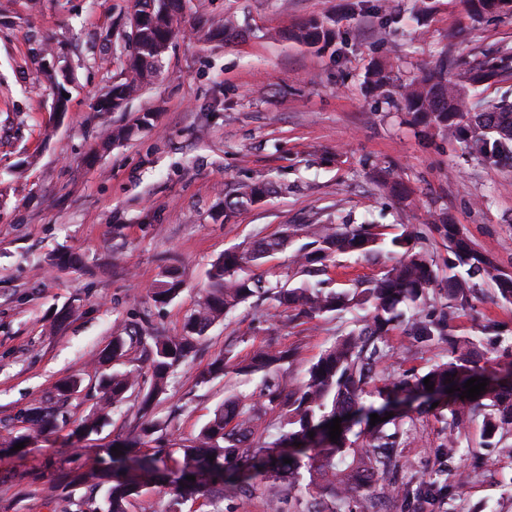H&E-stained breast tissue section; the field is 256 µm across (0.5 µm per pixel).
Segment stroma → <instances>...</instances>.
<instances>
[{
    "label": "stroma",
    "mask_w": 512,
    "mask_h": 512,
    "mask_svg": "<svg viewBox=\"0 0 512 512\" xmlns=\"http://www.w3.org/2000/svg\"><path fill=\"white\" fill-rule=\"evenodd\" d=\"M129 11L130 0H0V432L25 433L33 407L57 414L55 429L25 448L0 447V512H64L68 498L89 494L84 484L52 501L48 488L72 472L100 471L107 447L140 422L132 398L110 409L98 433L76 435L102 404L97 353L145 321L180 335L210 286L212 262L256 233L330 220L408 228L441 263L448 244L428 226L445 212L512 274V167L479 164L392 104L440 59L458 70L512 45V16L475 20L464 0H190L155 81L121 111L100 112L129 52ZM323 16L339 32L335 47L317 52L289 39ZM225 17L234 28L222 42H198L195 27ZM377 64L384 95L366 81ZM63 69L73 81L59 114L50 76ZM146 112L152 125H138ZM117 126L133 128L132 137L108 141ZM387 177L411 189L413 206L387 192ZM260 179L276 193L225 218V195ZM65 251L81 254L83 267L49 265ZM169 265L184 287L161 307L151 290ZM64 307L72 317L53 328ZM490 322L512 338V302L488 282L455 330L475 336ZM342 326L333 317L287 322L270 298L216 322L151 413L174 460L225 398L260 396L257 375L199 384L225 346L241 361L262 345L297 350L300 365L278 374L286 386ZM70 378L80 391L60 400L56 387ZM440 429L436 410L418 418L405 450L412 476L432 468ZM463 445L482 458L465 506L512 512V459L483 447L477 425Z\"/></svg>",
    "instance_id": "35a3bbf8"
}]
</instances>
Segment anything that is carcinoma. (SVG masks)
Listing matches in <instances>:
<instances>
[{
    "instance_id": "cac0c4a2",
    "label": "carcinoma",
    "mask_w": 512,
    "mask_h": 512,
    "mask_svg": "<svg viewBox=\"0 0 512 512\" xmlns=\"http://www.w3.org/2000/svg\"><path fill=\"white\" fill-rule=\"evenodd\" d=\"M466 4L475 18L512 12V0H466ZM185 5L186 0H132L131 9L143 22L137 47L127 56L120 79L112 84V107L122 108L157 76L183 22ZM338 37L335 25L323 18L311 19L291 33V38L320 50L335 46ZM508 75H512V46L499 47L454 80L448 79V59L444 58L401 87L400 103L416 124L458 141L483 165H512V102L475 97L481 86ZM274 192L271 182L240 184L224 198V217ZM432 227L448 241L443 271L416 248V235L407 228L388 233L379 224H289L277 235H257L250 245L225 251L212 263L211 288L186 318L182 335L162 336L145 324L112 337L98 354L99 361L114 360L119 365L99 381L103 400L109 405L133 395L141 398L142 422L138 434L107 449L111 472H75L67 477L69 486L94 481L103 491L100 499L92 496L72 502L75 512H126L127 503L144 484L123 463L146 440L158 443L154 456L145 460L147 474L158 476V482L171 489V512H180L181 504L201 497L209 500L211 512H224V498H249L254 488L251 480L256 477L273 485L270 499L276 512H381L383 505L416 499L437 504L438 512H464L463 489L471 474L460 448L471 424L481 420L484 444L512 459V379L485 376L474 342L455 335L453 321L458 311L471 305L476 288L483 283H493L500 296L511 302L512 275L502 271L489 254L475 249L449 214L436 215ZM295 237L304 242L294 251L290 273L274 282L248 273ZM340 254L367 260L383 256L396 262L368 279L340 287L329 276L330 265ZM181 287L178 270L168 267L152 288V300L167 305L179 296ZM267 293L294 311V319L339 317L357 310L366 315L337 336L288 391L278 372L298 361L294 349L259 347L248 362L237 364L232 363L230 349L217 356L199 375L200 383L229 373H260L265 383L261 399L250 404L224 400L198 435L179 447L185 470L179 480H171L160 465L173 449L160 444L158 424L148 418L154 402L166 393L174 371L193 355L215 321ZM401 327L420 346L446 343L448 352L425 371L414 367L390 370L389 339ZM134 347L145 354L146 384L140 380L139 369L127 368ZM427 377L435 392L472 377L487 378V386L474 400L457 396L440 405L443 447L439 464L418 482L404 481L402 475L410 463L403 448L417 433L416 419L391 411L390 405L403 394L427 392ZM270 409L283 412L287 431L264 447L257 436ZM366 410L384 421L372 426L370 419H358ZM106 417L107 413L100 412L83 421L77 433L98 432ZM336 417L342 418V432L334 443L325 425ZM26 421L31 432L41 433L52 425L51 415L40 407L31 409ZM115 446L121 454L112 451ZM286 458L291 463H284ZM196 469L208 474L206 481L186 480ZM301 486L305 499L297 495Z\"/></svg>"
}]
</instances>
